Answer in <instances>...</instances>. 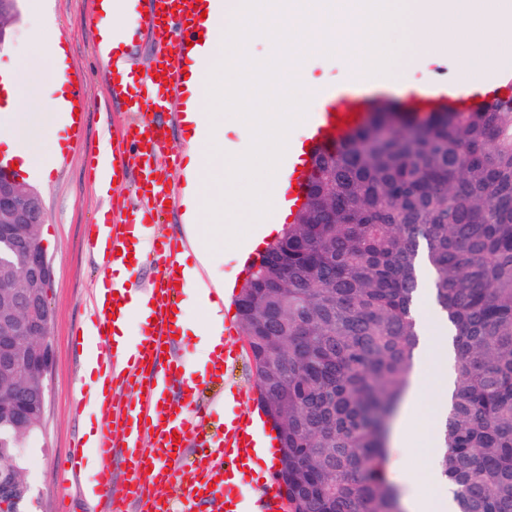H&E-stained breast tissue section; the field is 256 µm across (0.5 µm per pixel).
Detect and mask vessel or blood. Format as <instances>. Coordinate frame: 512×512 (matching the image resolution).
I'll return each mask as SVG.
<instances>
[{
    "label": "vessel or blood",
    "mask_w": 512,
    "mask_h": 512,
    "mask_svg": "<svg viewBox=\"0 0 512 512\" xmlns=\"http://www.w3.org/2000/svg\"><path fill=\"white\" fill-rule=\"evenodd\" d=\"M131 17L132 25L110 29L96 24L92 38L98 54L112 58L107 81L110 101L127 102L133 114L130 124L113 135L106 156L91 154L87 172L92 182L107 185L122 180L131 183L134 198L116 201L106 196L95 224L89 225L85 246L98 266L89 284L92 323L100 338L97 362L103 374L101 393L80 399L77 410L97 405L100 436L92 450L74 444L57 477L69 486L86 467L88 457L99 465L88 489L89 496L105 512H189L201 501L216 504L221 512H281L283 496L276 476H269L264 494L245 505L241 482L253 472L264 433L254 416L237 415L224 422V438L212 458L191 463V449L203 446L206 411L196 406L178 412L169 400L173 383L211 385L223 378L238 356L228 350L204 371L186 373L177 337L183 293L175 287L182 280L179 255L182 239L150 234L174 200L162 173L179 159L169 139L168 117L176 93L186 83L192 66L205 54L198 34L205 30L200 0H97L94 15L113 13ZM150 31L157 40L158 65L138 74L124 64L128 48ZM72 117L68 142L79 145V115L83 108V78L68 77ZM321 107L313 112L302 140L288 146V188L284 204L296 216L310 192V169L314 158L357 128L367 117L373 97L358 81L345 78L336 86L317 90ZM481 98L474 84L444 72L432 75L428 84L407 98L408 106L429 111L440 107H472ZM155 270L152 280L137 285L135 275L143 265ZM141 290L148 302L143 311L149 326L136 344L125 346L114 337L117 319L123 318L132 290ZM131 395L125 406L113 405V389ZM152 443L141 450L143 434ZM124 451L126 473L113 471L110 461Z\"/></svg>",
    "instance_id": "vessel-or-blood-1"
}]
</instances>
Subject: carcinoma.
<instances>
[{
	"label": "carcinoma",
	"instance_id": "obj_1",
	"mask_svg": "<svg viewBox=\"0 0 512 512\" xmlns=\"http://www.w3.org/2000/svg\"><path fill=\"white\" fill-rule=\"evenodd\" d=\"M458 382L432 469L458 512H512V100L376 107L242 288L260 408L292 512H405L383 463L415 373L423 269ZM25 436L0 426L21 475Z\"/></svg>",
	"mask_w": 512,
	"mask_h": 512
}]
</instances>
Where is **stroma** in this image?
<instances>
[{"label": "stroma", "mask_w": 512, "mask_h": 512, "mask_svg": "<svg viewBox=\"0 0 512 512\" xmlns=\"http://www.w3.org/2000/svg\"><path fill=\"white\" fill-rule=\"evenodd\" d=\"M18 11L17 18L7 27L6 43L0 47V72L8 73L16 61L25 58L43 75H51V59L42 56L32 43V35L45 17L66 50L69 68L84 75L88 88L80 147L59 157L48 177L29 171L24 174L25 181L41 193L45 203L46 218L40 235L54 274L49 293L54 323L49 337L52 361L46 378L43 424L23 450L22 474L29 491L12 512H57L59 488L54 479V464L68 452L74 440L83 436L87 426L97 423L95 415L78 417L71 411L78 391L94 383L84 372V356L74 342L75 330L88 319L86 285L96 274L84 241L87 226L93 222L99 205V192L87 180L86 157L112 132L127 125L132 115L107 101L101 61L91 45V0H44L39 15L33 12L30 0H18ZM232 345L240 351L234 372L223 386L197 391L195 401L215 408L221 405L224 392L229 389L235 395L236 411L244 413L257 407L255 380L249 358L243 352V338L234 337ZM441 405V390L437 384H429L421 399L414 444L390 443L387 477L398 491L411 485L419 492L435 493L436 486L429 471L421 465L419 455Z\"/></svg>", "instance_id": "obj_1"}]
</instances>
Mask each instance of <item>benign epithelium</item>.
I'll return each mask as SVG.
<instances>
[{
  "instance_id": "7a95c632",
  "label": "benign epithelium",
  "mask_w": 512,
  "mask_h": 512,
  "mask_svg": "<svg viewBox=\"0 0 512 512\" xmlns=\"http://www.w3.org/2000/svg\"><path fill=\"white\" fill-rule=\"evenodd\" d=\"M43 221L40 193L0 164V378H21L11 395L0 399V425L27 432L42 425L51 361L53 269L43 243L31 234ZM14 255L21 265L13 262ZM27 491L26 483L10 475L0 479V495L15 502Z\"/></svg>"
}]
</instances>
